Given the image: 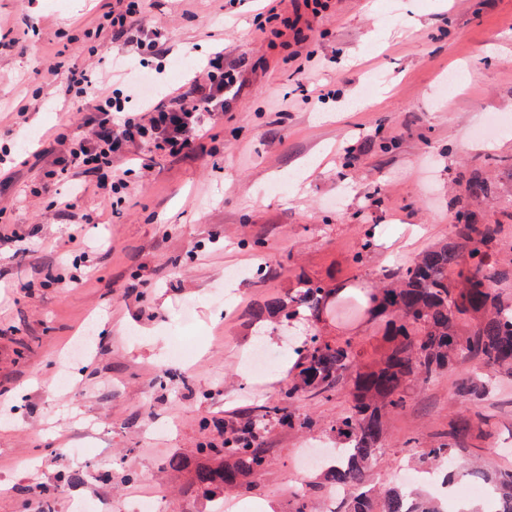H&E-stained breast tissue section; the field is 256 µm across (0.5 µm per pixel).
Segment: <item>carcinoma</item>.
<instances>
[{
    "label": "carcinoma",
    "mask_w": 512,
    "mask_h": 512,
    "mask_svg": "<svg viewBox=\"0 0 512 512\" xmlns=\"http://www.w3.org/2000/svg\"><path fill=\"white\" fill-rule=\"evenodd\" d=\"M505 242L503 225L479 224L463 207L448 240L395 272L389 284L367 291L365 313L385 323L375 361L362 362L349 338L325 340L315 332L295 347L298 362L282 400L291 404L306 396L328 398L340 390L349 400L348 411L334 426L346 454L326 471L331 484L356 488L345 499L344 512H444L436 499L403 484L379 492L366 489L368 467L383 447L390 416L406 406L416 383H428L474 361L479 375L463 377L459 396L476 409L488 399L491 381L512 376V302L504 300L498 288L512 281V263L497 260ZM450 271L455 278H448ZM337 295L338 288L302 275L286 297L267 300L256 317L289 322L303 316L314 325L335 312ZM466 319L471 320L467 328ZM270 420L289 428L316 425L283 404L263 407L224 442L197 449L201 464L192 472V490L207 496L260 476L267 459L260 438ZM457 435L455 430L430 443L421 453L423 462L431 469L452 465L453 480L469 476L483 481L497 499V512H512V469L482 472L458 456Z\"/></svg>",
    "instance_id": "obj_1"
}]
</instances>
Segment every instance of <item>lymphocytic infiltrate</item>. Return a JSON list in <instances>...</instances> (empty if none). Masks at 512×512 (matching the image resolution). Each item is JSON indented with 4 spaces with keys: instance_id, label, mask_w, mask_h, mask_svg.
Returning <instances> with one entry per match:
<instances>
[{
    "instance_id": "lymphocytic-infiltrate-1",
    "label": "lymphocytic infiltrate",
    "mask_w": 512,
    "mask_h": 512,
    "mask_svg": "<svg viewBox=\"0 0 512 512\" xmlns=\"http://www.w3.org/2000/svg\"><path fill=\"white\" fill-rule=\"evenodd\" d=\"M328 8V0H292L291 15L271 7L257 13L253 25L277 39L291 35L295 49L289 58L295 61L306 41L300 26L304 14L317 17ZM140 9V0H122L119 9L103 14V23L123 49L165 57L159 37L142 32ZM247 66L244 59L225 64L223 52H214L185 91L150 97L141 112L127 111L123 91L108 89L96 73L73 68L57 71V78L75 99H93L95 108L78 126L64 124L57 129L56 148L50 153L52 166L60 174L95 178L97 189L105 194L121 193L128 189L132 171L115 167L114 159H132L135 145L172 157L203 149L210 131L223 124L224 108L231 95L239 92Z\"/></svg>"
}]
</instances>
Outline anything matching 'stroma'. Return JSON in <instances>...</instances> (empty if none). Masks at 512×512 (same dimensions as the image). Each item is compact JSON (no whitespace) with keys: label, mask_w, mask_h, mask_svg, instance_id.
I'll list each match as a JSON object with an SVG mask.
<instances>
[{"label":"stroma","mask_w":512,"mask_h":512,"mask_svg":"<svg viewBox=\"0 0 512 512\" xmlns=\"http://www.w3.org/2000/svg\"><path fill=\"white\" fill-rule=\"evenodd\" d=\"M116 0H0V205L14 237L0 243V512H323L319 469L296 475L305 449L334 447L344 393L305 398L293 411L316 420L300 431L269 421L268 465L224 499L188 491L197 450L224 438L259 406L277 402L296 360L288 325L252 309L285 296L299 273L371 286L447 240L460 206L512 230V0H329L307 32L314 58L303 73L288 48L255 31V0H143V25L161 32L171 64L168 94L223 49L248 58L245 85L224 113L215 154L170 158L139 148L148 184L131 178L121 203L72 176L45 185L48 147L60 124L80 123L92 102L68 96L53 65L132 67L137 56L97 32ZM460 74L449 84V73ZM330 90L318 101L298 82ZM480 173L488 198L469 193ZM76 195L73 208L52 197ZM84 225L85 243L68 240ZM373 247L350 264L364 236ZM242 278L227 282V270ZM80 271L82 283L58 287ZM232 293L235 305L214 306ZM345 313L316 327L351 338L362 361L383 330ZM195 306L190 327L180 308ZM270 355L252 371L254 342ZM458 372L415 386L388 420L370 479L396 483L409 437L429 443L459 428L466 455L487 471L512 468V380L497 383L479 422L457 392ZM186 467L167 471L170 456Z\"/></svg>","instance_id":"stroma-1"}]
</instances>
